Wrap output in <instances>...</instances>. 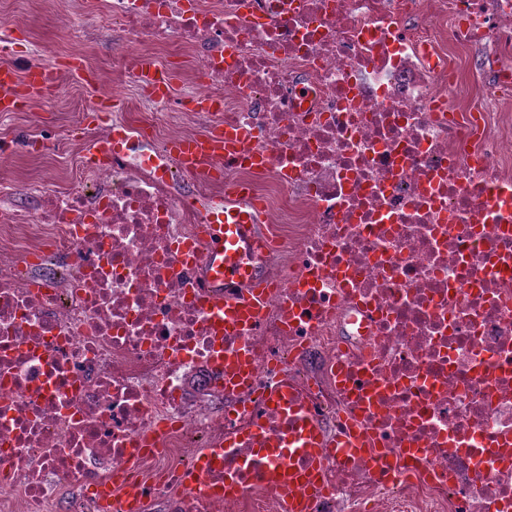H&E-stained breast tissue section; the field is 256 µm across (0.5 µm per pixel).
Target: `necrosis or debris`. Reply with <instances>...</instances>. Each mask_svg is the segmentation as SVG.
I'll use <instances>...</instances> for the list:
<instances>
[{
  "label": "necrosis or debris",
  "instance_id": "4bbe7bcc",
  "mask_svg": "<svg viewBox=\"0 0 512 512\" xmlns=\"http://www.w3.org/2000/svg\"><path fill=\"white\" fill-rule=\"evenodd\" d=\"M134 46L193 59L190 104L155 96L158 154L77 161L72 187L0 206V512H285L253 434L296 423L368 449L328 460L310 512H512V0H108ZM481 49L470 82L449 50ZM224 126L256 170L183 171L167 148ZM194 187L179 196L180 183ZM266 314L205 287L231 185ZM250 387L224 389L238 356ZM150 435V451L140 439ZM240 475L244 495L182 486ZM400 452L392 478L372 456ZM220 448H213L211 452H206L200 456L199 460L196 462L194 467L192 468L189 476L187 477V487L195 493H208V494H217L224 496L235 495L241 488V482L236 476L228 477L224 481V491H215L212 486H210L204 480V473L212 462L215 456L219 455Z\"/></svg>",
  "mask_w": 512,
  "mask_h": 512
}]
</instances>
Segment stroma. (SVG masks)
<instances>
[{"mask_svg":"<svg viewBox=\"0 0 512 512\" xmlns=\"http://www.w3.org/2000/svg\"><path fill=\"white\" fill-rule=\"evenodd\" d=\"M11 0L9 13L0 15V36L12 38L15 58L50 64L59 73V91L50 98H35L22 111L0 120V137L12 141L14 152L6 170L20 193L17 203L28 202L45 185L63 186L71 180L77 156L87 154L93 139L115 121L131 126L145 123L153 104L147 93L126 83L107 90L87 84L65 63L72 53L83 52L101 70L111 69L128 47L111 20L102 13L100 0ZM93 99L97 112L75 111L76 102ZM42 137L43 157L30 155V144Z\"/></svg>","mask_w":512,"mask_h":512,"instance_id":"1","label":"stroma"}]
</instances>
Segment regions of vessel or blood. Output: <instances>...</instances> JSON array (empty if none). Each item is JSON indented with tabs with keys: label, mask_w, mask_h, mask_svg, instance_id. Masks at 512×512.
<instances>
[{
	"label": "vessel or blood",
	"mask_w": 512,
	"mask_h": 512,
	"mask_svg": "<svg viewBox=\"0 0 512 512\" xmlns=\"http://www.w3.org/2000/svg\"><path fill=\"white\" fill-rule=\"evenodd\" d=\"M53 80L52 70L43 68L19 84L10 70L1 68L0 111L16 106L21 98L35 97L46 90ZM169 151L183 169L192 170L215 160L237 164L245 153V147L239 133L217 130L204 138L175 141L170 145ZM210 219V276L216 283H240L248 275L240 261V251L247 245L255 224L261 223L262 214L257 210L228 205L220 212L211 213ZM294 413L299 424L282 437L279 445L283 448L299 449L301 454L312 458L313 464L302 468L291 460L281 459L272 479L283 490L288 512H307L310 497L319 487L322 465L333 458L336 451L329 448L327 441L322 438L308 409L299 406ZM213 458L214 455L210 452L200 456L187 478L188 489L196 493H212L213 488L206 483L204 473Z\"/></svg>",
	"instance_id": "b4317fda"
}]
</instances>
